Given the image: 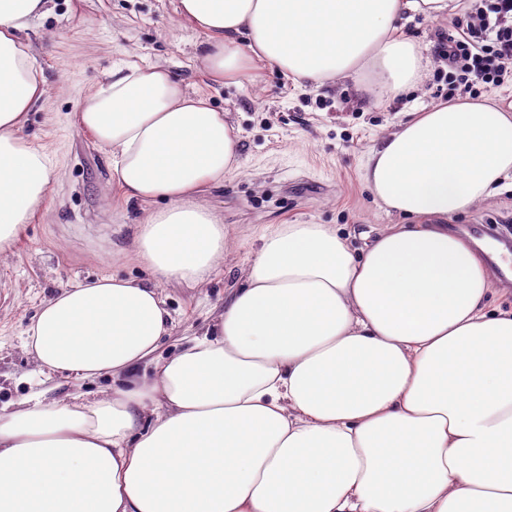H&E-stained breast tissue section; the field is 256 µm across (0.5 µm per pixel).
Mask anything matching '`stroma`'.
<instances>
[{
  "instance_id": "obj_1",
  "label": "stroma",
  "mask_w": 512,
  "mask_h": 512,
  "mask_svg": "<svg viewBox=\"0 0 512 512\" xmlns=\"http://www.w3.org/2000/svg\"><path fill=\"white\" fill-rule=\"evenodd\" d=\"M177 2L51 0L49 14L33 20L25 35L45 93L31 108L24 134L58 151L60 166L14 251L0 256L1 409L13 410L39 390L51 399L90 401L112 389L108 377L90 382L41 373L22 342L38 308L61 288L112 273L147 276L129 256L143 213L121 206L109 153L72 125L83 94L105 83L114 66L125 60L166 66L240 130L239 172L203 196L223 214L233 250L204 287L162 283L174 317L159 350L164 356L189 346L223 311L267 225L331 224L354 234L361 247L365 236L391 223L362 178L366 155L407 113L445 101L448 69L438 61L437 36L467 22L463 13L451 21H409L408 31L434 64L416 89L376 105L351 84L299 87L275 70L263 71L256 86L213 82L196 59L206 35L176 13ZM503 222L512 225L511 190L451 216L448 230L458 235L463 225L487 224L496 235Z\"/></svg>"
}]
</instances>
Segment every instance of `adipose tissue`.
Wrapping results in <instances>:
<instances>
[{
  "instance_id": "obj_1",
  "label": "adipose tissue",
  "mask_w": 512,
  "mask_h": 512,
  "mask_svg": "<svg viewBox=\"0 0 512 512\" xmlns=\"http://www.w3.org/2000/svg\"><path fill=\"white\" fill-rule=\"evenodd\" d=\"M460 0H179L216 83L274 68L378 103L430 60L405 29ZM47 0H0V256L44 204L55 163L23 134L45 89L23 34ZM147 205L132 255L41 305V371L119 385L35 394L0 413V512H512V311L487 310L479 252L448 218L512 178V113L461 100L383 134L363 178L396 219L366 248L330 224H272L208 336L166 357L160 283L200 287L230 253L202 201L240 168L239 130L161 65L124 62L74 115Z\"/></svg>"
}]
</instances>
